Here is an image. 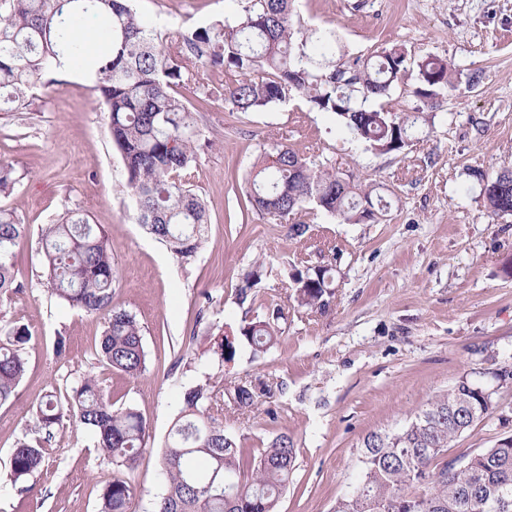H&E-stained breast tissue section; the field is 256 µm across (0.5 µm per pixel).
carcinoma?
<instances>
[{
    "label": "carcinoma",
    "mask_w": 512,
    "mask_h": 512,
    "mask_svg": "<svg viewBox=\"0 0 512 512\" xmlns=\"http://www.w3.org/2000/svg\"><path fill=\"white\" fill-rule=\"evenodd\" d=\"M293 0H246L241 10L179 35L170 43L132 7L131 0H0V98L12 112H25L29 92L54 68L70 64L93 83L108 114L112 145L122 158L125 189L135 200L134 218L165 243L177 262H193L210 217L205 201L188 186L202 131L196 112L178 92L203 65V101L223 100L236 112H258L295 93L311 108L334 115L355 138L385 153L409 147L429 118L420 108L394 112L380 103L408 68L400 45L370 57L346 59L332 27L295 28ZM95 24L100 46L72 36ZM416 96L448 95L455 71L448 60L428 56L417 63ZM488 178L484 194L496 214H512V168ZM14 167L0 163V195L14 192ZM384 185L364 182L328 158H312L286 142L261 146L251 170L250 202L275 220L311 208L348 224L374 220L387 207ZM26 224L0 208V296L21 284L11 258L24 243ZM43 277L51 295L71 308L100 316V361L131 377L147 369L143 332L135 317L114 305L116 274L112 241L105 229L73 210L42 230ZM259 263L238 288L245 302L261 279ZM333 265L319 262L287 273L289 301L324 312L333 296ZM284 308L275 305L244 322L238 335L252 355L265 354L283 334ZM221 362L235 356V336L221 333ZM28 328L0 325V404L16 397L26 371ZM269 392L264 383L231 381L221 394L198 383L183 403L161 448L165 493L155 512H277L296 470L292 438L280 435L258 453L237 445L224 429V409L241 415ZM489 396L462 380L437 395L404 424L364 436L362 476L334 512H495L496 498L512 497V444L498 441L467 456L445 460L448 444L488 415ZM73 419L93 436L95 447L117 472L105 484L99 512H128L133 487L124 472L135 469L150 438L136 408L117 407L98 381L85 377L64 399L49 391L33 412L39 438L21 442L10 458L13 481L41 474L54 431Z\"/></svg>",
    "instance_id": "carcinoma-1"
}]
</instances>
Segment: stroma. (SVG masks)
Wrapping results in <instances>:
<instances>
[{"mask_svg": "<svg viewBox=\"0 0 512 512\" xmlns=\"http://www.w3.org/2000/svg\"><path fill=\"white\" fill-rule=\"evenodd\" d=\"M302 29L333 25L344 51L367 56L403 46L410 63L436 55L458 82L432 109L419 141L381 153L351 136L301 97L259 112L219 101L198 114L209 143L187 179L211 216L200 254L179 264L134 219L123 193L98 93L83 76L38 87L25 112H0V162L20 183L0 207L23 218L28 236L13 257L20 290L0 296V320L27 327V367L12 402L0 405V512H97L114 474L92 435L65 422L46 450L37 482L10 481V457L33 440L31 408L46 392L70 393L97 377L115 405H133L151 439L129 479V512H154L163 494L160 447L184 392L210 379L264 381L269 391L251 419L225 413L241 447L258 450L280 434L294 440L297 469L278 512H333L361 477L357 450L373 431L402 424L438 392L468 380L491 396L489 414L452 442L457 458L512 436V216L486 206L473 170L512 167V0H294ZM238 0H136L167 40L238 10ZM479 84H469L473 71ZM286 137L303 151L381 182L391 207L378 222L346 224L321 212L298 214L301 238L247 207V173L260 147ZM88 215L112 239L115 302L143 328L147 371L108 369L95 348L100 317L59 303L43 283L40 239L65 210ZM332 262L334 295L325 313L289 308L285 331L261 358L238 342L233 362L211 353L214 324L238 327L287 302V273L303 261ZM262 263L245 303L236 290ZM66 350L55 356L58 337Z\"/></svg>", "mask_w": 512, "mask_h": 512, "instance_id": "35a3bbf8", "label": "stroma"}]
</instances>
